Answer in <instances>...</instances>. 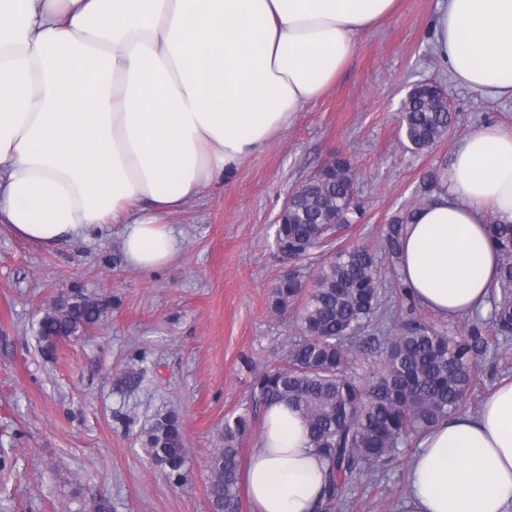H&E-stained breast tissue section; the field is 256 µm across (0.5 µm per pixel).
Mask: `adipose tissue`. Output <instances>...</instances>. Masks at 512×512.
I'll use <instances>...</instances> for the list:
<instances>
[{"instance_id": "obj_1", "label": "adipose tissue", "mask_w": 512, "mask_h": 512, "mask_svg": "<svg viewBox=\"0 0 512 512\" xmlns=\"http://www.w3.org/2000/svg\"><path fill=\"white\" fill-rule=\"evenodd\" d=\"M396 0H0V224L40 243L124 227L127 265L178 255L168 214L287 130ZM435 55L452 79L512 100V0H443ZM512 223V128L456 151L448 193L418 208L398 268L458 319L485 309ZM247 469L255 512H314L326 466L302 416L266 407ZM405 512H512V380L475 415L425 432Z\"/></svg>"}]
</instances>
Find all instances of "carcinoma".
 Returning <instances> with one entry per match:
<instances>
[{
    "instance_id": "1",
    "label": "carcinoma",
    "mask_w": 512,
    "mask_h": 512,
    "mask_svg": "<svg viewBox=\"0 0 512 512\" xmlns=\"http://www.w3.org/2000/svg\"><path fill=\"white\" fill-rule=\"evenodd\" d=\"M403 109L405 138L417 150L434 145L456 121L440 87L410 93ZM352 189L348 160L316 170L295 190L288 218L277 225L278 250L300 259L326 247L350 224ZM405 229L402 218L387 225L385 257L393 264ZM490 230L501 263L489 316L453 331L387 307L382 260L364 244L338 249L308 276L293 273L272 287L271 312L291 314L296 333L286 359L258 371L253 389L264 404L285 402L305 418L311 444L327 465L317 512H340L355 481L382 471L421 433L469 404L480 384V358L490 352L507 358L497 342L512 336V224L492 220ZM104 311L99 298L69 296L40 318L38 335L52 349L96 325ZM249 430L244 414L224 423V443L209 464L212 512H241L238 444ZM141 442L169 480L187 481L177 414L156 417Z\"/></svg>"
}]
</instances>
